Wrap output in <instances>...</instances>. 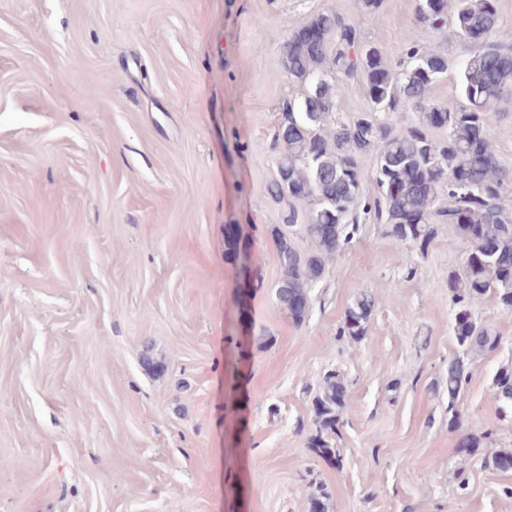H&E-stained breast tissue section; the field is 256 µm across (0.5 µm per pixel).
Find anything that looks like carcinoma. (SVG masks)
Instances as JSON below:
<instances>
[{"label": "carcinoma", "mask_w": 512, "mask_h": 512, "mask_svg": "<svg viewBox=\"0 0 512 512\" xmlns=\"http://www.w3.org/2000/svg\"><path fill=\"white\" fill-rule=\"evenodd\" d=\"M418 29L393 63L374 42L363 39L357 22L322 11L292 31L283 43L284 72L306 88L286 98L271 134L276 171L267 184L280 206L281 223L271 228L283 276L275 297L299 322L308 310L307 288L322 278L325 261L348 243L361 215L388 226L391 237L426 250L433 225L453 224L468 244L461 271L448 275L456 306L454 334L465 351L492 348L495 341L473 318L472 308L493 294L512 310V170L499 163L487 135L486 114L512 101V32L499 25L497 0H416ZM475 45L459 70L462 101L435 102L430 91L448 71V58L430 47L446 31ZM364 79L367 108L345 113L337 85ZM409 112L404 131L389 117ZM447 114V136L427 129ZM373 159L377 196L363 199L362 166ZM300 229L315 243L302 256L290 231ZM374 303L360 295L338 329L341 336L367 334ZM468 379L464 358L448 365V412ZM504 406L512 407V372L498 375ZM347 387L331 371L314 401L325 434L336 433Z\"/></svg>", "instance_id": "obj_1"}]
</instances>
